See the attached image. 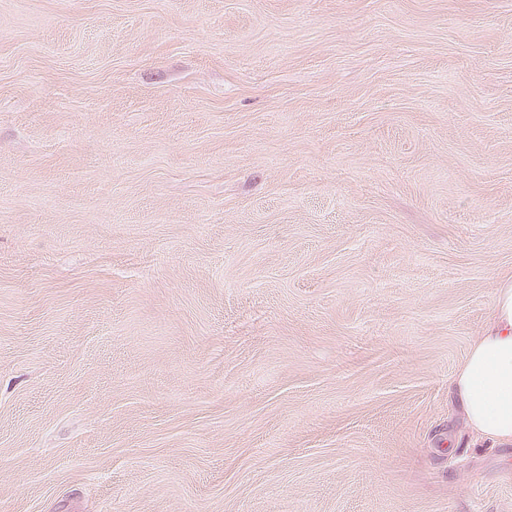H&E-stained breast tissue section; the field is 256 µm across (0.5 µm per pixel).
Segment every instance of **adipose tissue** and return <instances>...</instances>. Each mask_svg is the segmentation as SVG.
Returning a JSON list of instances; mask_svg holds the SVG:
<instances>
[{"label":"adipose tissue","mask_w":512,"mask_h":512,"mask_svg":"<svg viewBox=\"0 0 512 512\" xmlns=\"http://www.w3.org/2000/svg\"><path fill=\"white\" fill-rule=\"evenodd\" d=\"M475 442L512 445V277L493 300L492 318L448 381Z\"/></svg>","instance_id":"adipose-tissue-1"}]
</instances>
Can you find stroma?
Wrapping results in <instances>:
<instances>
[{
	"label": "stroma",
	"instance_id": "stroma-1",
	"mask_svg": "<svg viewBox=\"0 0 512 512\" xmlns=\"http://www.w3.org/2000/svg\"><path fill=\"white\" fill-rule=\"evenodd\" d=\"M508 277L512 0H0V512H512ZM477 443L512 445V277L493 300L492 318L448 380Z\"/></svg>",
	"mask_w": 512,
	"mask_h": 512
}]
</instances>
